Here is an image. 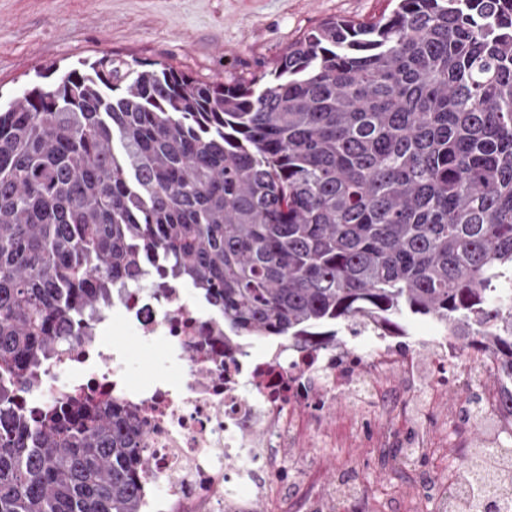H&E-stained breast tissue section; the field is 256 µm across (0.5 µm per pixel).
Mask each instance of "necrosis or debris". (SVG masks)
<instances>
[{"label": "necrosis or debris", "mask_w": 512, "mask_h": 512, "mask_svg": "<svg viewBox=\"0 0 512 512\" xmlns=\"http://www.w3.org/2000/svg\"><path fill=\"white\" fill-rule=\"evenodd\" d=\"M91 325L92 336L70 340L21 392L19 407L34 416L56 398L91 393L127 408L147 434L152 476L144 486L145 512H213L218 501L226 512H247L239 488L272 495L255 478L259 467H273L271 449L290 438L316 448L334 443L321 424L325 401H372L405 379L410 401L428 406L460 383L439 341L426 347L433 381L424 390L413 384L416 357L378 336L354 357L285 341L259 355L246 345L227 346L223 319L170 279L160 290L115 289ZM119 327L142 346L162 343L180 380L133 381L127 352H103V337ZM315 390L323 403L301 413Z\"/></svg>", "instance_id": "4bbe7bcc"}]
</instances>
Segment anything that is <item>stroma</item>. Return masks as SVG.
Wrapping results in <instances>:
<instances>
[{
  "label": "stroma",
  "mask_w": 512,
  "mask_h": 512,
  "mask_svg": "<svg viewBox=\"0 0 512 512\" xmlns=\"http://www.w3.org/2000/svg\"><path fill=\"white\" fill-rule=\"evenodd\" d=\"M387 6V0H0V100L105 55L134 68L168 65L203 81L258 76L322 21L368 20ZM453 363L461 387L417 411L393 400L358 420L352 401L337 397L323 425L333 432L351 425V447L292 442L277 449L287 467L258 471L274 491L269 499L252 498L253 512H403L414 498L432 502L488 436L460 414L472 388L488 377L468 354ZM418 441L428 454L404 456ZM356 485L367 490L360 505L345 494Z\"/></svg>",
  "instance_id": "stroma-1"
}]
</instances>
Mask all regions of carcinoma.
I'll return each instance as SVG.
<instances>
[{"instance_id": "cac0c4a2", "label": "carcinoma", "mask_w": 512, "mask_h": 512, "mask_svg": "<svg viewBox=\"0 0 512 512\" xmlns=\"http://www.w3.org/2000/svg\"><path fill=\"white\" fill-rule=\"evenodd\" d=\"M156 264L233 343L429 318L512 411V0L327 19L227 83L104 56L0 107V512H142L132 413L87 396L29 419L12 391L59 323L91 335ZM489 456L464 467L469 512L512 490V453Z\"/></svg>"}]
</instances>
